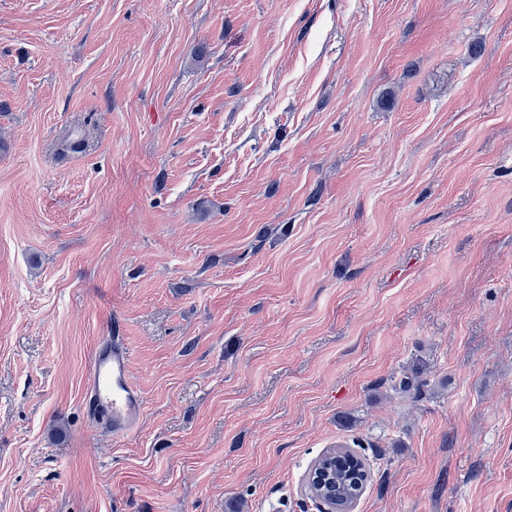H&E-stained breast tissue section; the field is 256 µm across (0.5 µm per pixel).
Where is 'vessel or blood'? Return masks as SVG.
I'll use <instances>...</instances> for the list:
<instances>
[{
  "label": "vessel or blood",
  "instance_id": "1",
  "mask_svg": "<svg viewBox=\"0 0 512 512\" xmlns=\"http://www.w3.org/2000/svg\"><path fill=\"white\" fill-rule=\"evenodd\" d=\"M129 361L125 345L99 343L94 352L93 378L86 390L95 412L119 441L134 432L142 415L143 398L129 379Z\"/></svg>",
  "mask_w": 512,
  "mask_h": 512
}]
</instances>
